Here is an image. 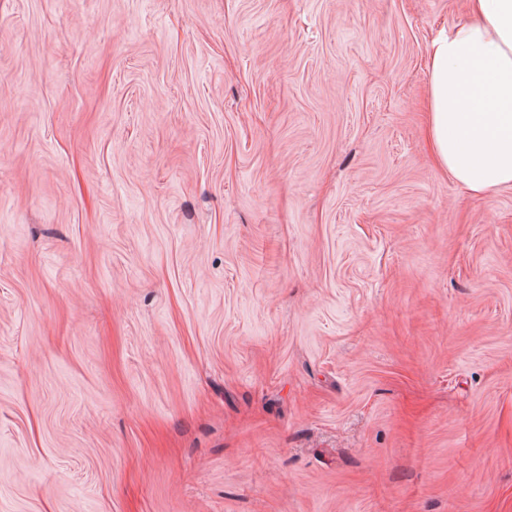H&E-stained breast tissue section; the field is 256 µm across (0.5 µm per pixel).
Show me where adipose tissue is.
I'll return each instance as SVG.
<instances>
[{"label":"adipose tissue","instance_id":"1","mask_svg":"<svg viewBox=\"0 0 512 512\" xmlns=\"http://www.w3.org/2000/svg\"><path fill=\"white\" fill-rule=\"evenodd\" d=\"M427 58L437 164L476 194L512 188V0H467Z\"/></svg>","mask_w":512,"mask_h":512}]
</instances>
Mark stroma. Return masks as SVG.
I'll list each match as a JSON object with an SVG mask.
<instances>
[{"instance_id": "35a3bbf8", "label": "stroma", "mask_w": 512, "mask_h": 512, "mask_svg": "<svg viewBox=\"0 0 512 512\" xmlns=\"http://www.w3.org/2000/svg\"><path fill=\"white\" fill-rule=\"evenodd\" d=\"M466 0H0V512H512V190L426 134Z\"/></svg>"}]
</instances>
